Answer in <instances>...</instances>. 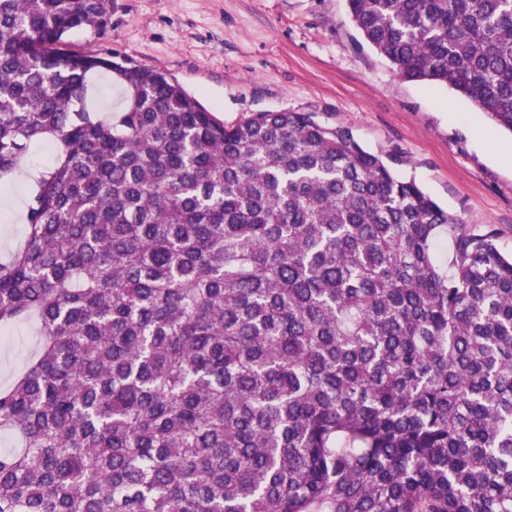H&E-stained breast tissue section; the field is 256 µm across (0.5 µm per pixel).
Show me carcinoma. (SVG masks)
<instances>
[{
	"instance_id": "obj_1",
	"label": "carcinoma",
	"mask_w": 512,
	"mask_h": 512,
	"mask_svg": "<svg viewBox=\"0 0 512 512\" xmlns=\"http://www.w3.org/2000/svg\"><path fill=\"white\" fill-rule=\"evenodd\" d=\"M398 79L512 133V0H346ZM107 0H0V262L39 352L0 389V512H512V255L313 112L226 126L58 48ZM124 88L91 114V78ZM451 232V265L438 256ZM53 155L51 147L37 148L21 169L0 182V259L19 248L26 237L25 203L44 167ZM7 204L4 205V203Z\"/></svg>"
}]
</instances>
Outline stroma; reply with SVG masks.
<instances>
[{
  "label": "stroma",
  "instance_id": "stroma-1",
  "mask_svg": "<svg viewBox=\"0 0 512 512\" xmlns=\"http://www.w3.org/2000/svg\"><path fill=\"white\" fill-rule=\"evenodd\" d=\"M66 51L160 70L231 125L258 112L316 113L462 223L493 225L512 252V134L449 87L399 80L352 26L345 0H108L103 29ZM53 155L37 148L0 181V259L26 237L25 203ZM30 320L0 326V389L32 359Z\"/></svg>",
  "mask_w": 512,
  "mask_h": 512
}]
</instances>
